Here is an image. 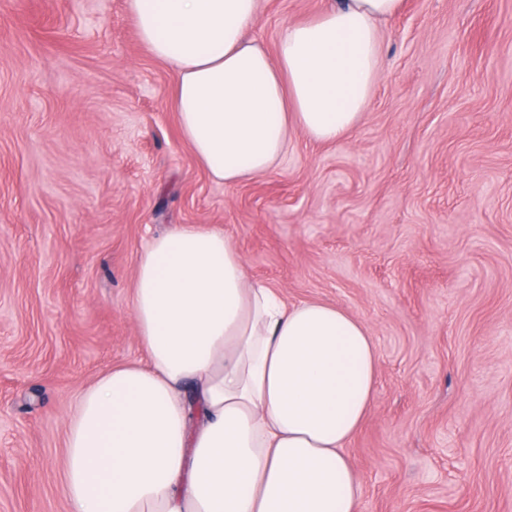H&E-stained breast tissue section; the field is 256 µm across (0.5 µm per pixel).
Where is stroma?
Wrapping results in <instances>:
<instances>
[{
  "label": "stroma",
  "instance_id": "1",
  "mask_svg": "<svg viewBox=\"0 0 512 512\" xmlns=\"http://www.w3.org/2000/svg\"><path fill=\"white\" fill-rule=\"evenodd\" d=\"M329 0H259L254 32ZM382 76L333 144L213 180L176 73L126 0H0V512H72L65 423L141 359L138 254L224 230L249 278L359 317L373 406L345 453L361 512H512V0H404Z\"/></svg>",
  "mask_w": 512,
  "mask_h": 512
}]
</instances>
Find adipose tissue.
I'll return each mask as SVG.
<instances>
[{
    "label": "adipose tissue",
    "instance_id": "ef3b65f1",
    "mask_svg": "<svg viewBox=\"0 0 512 512\" xmlns=\"http://www.w3.org/2000/svg\"><path fill=\"white\" fill-rule=\"evenodd\" d=\"M403 0H341L250 29L258 0H127L140 40L177 74L184 139L215 180L272 170L290 130L332 143L381 75L380 28ZM142 360L113 367L67 424L73 512H360L344 449L374 399L376 345L358 317L286 303L250 280L220 229L176 226L139 253Z\"/></svg>",
    "mask_w": 512,
    "mask_h": 512
}]
</instances>
